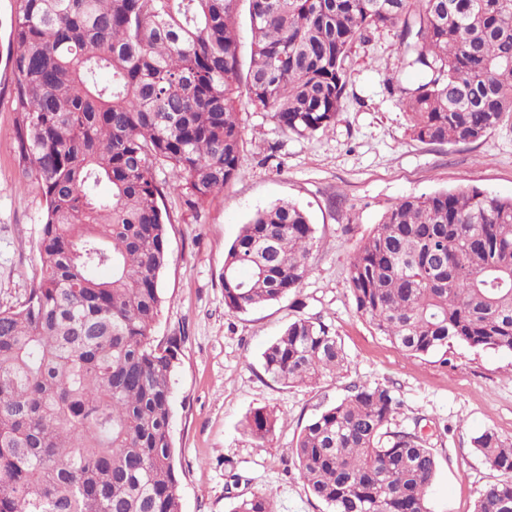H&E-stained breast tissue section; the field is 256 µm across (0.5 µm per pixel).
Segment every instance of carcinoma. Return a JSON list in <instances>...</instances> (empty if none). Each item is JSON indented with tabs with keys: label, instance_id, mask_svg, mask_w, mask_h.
<instances>
[{
	"label": "carcinoma",
	"instance_id": "1",
	"mask_svg": "<svg viewBox=\"0 0 512 512\" xmlns=\"http://www.w3.org/2000/svg\"><path fill=\"white\" fill-rule=\"evenodd\" d=\"M16 0L13 151L45 199L42 277L0 309V512H180L170 436L180 340L152 330L168 262L166 193L197 210L243 173L237 106L302 137L343 112L352 46L398 30L400 93L414 137L465 144L512 118V0ZM166 172L169 179H158ZM110 192L103 194L101 184ZM315 228L290 202L257 211L224 254V304L242 313L297 290ZM101 270L110 276H98ZM356 313L409 356L461 345L512 354V197L474 186L393 204L353 256ZM282 384L343 369L337 336L310 318L263 352ZM402 403L353 387L303 427L291 458L329 512H431L437 458ZM262 408L244 430L261 447ZM473 447L508 479L473 512H512V441ZM230 512H275L274 495ZM238 37L240 45V56L244 64V73L246 72L249 63L251 51V32L249 21L244 7V2L240 3L239 12L237 15Z\"/></svg>",
	"mask_w": 512,
	"mask_h": 512
}]
</instances>
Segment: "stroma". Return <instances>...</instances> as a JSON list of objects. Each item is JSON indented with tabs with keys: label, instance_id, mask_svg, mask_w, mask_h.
Masks as SVG:
<instances>
[{
	"label": "stroma",
	"instance_id": "stroma-1",
	"mask_svg": "<svg viewBox=\"0 0 512 512\" xmlns=\"http://www.w3.org/2000/svg\"><path fill=\"white\" fill-rule=\"evenodd\" d=\"M14 0H0V306L22 299L41 274L45 206L13 151L15 75L9 63ZM394 29L356 43L349 57L344 112L334 128L311 137L284 132L269 113L238 107L244 173L198 211L167 195L169 262L159 286L164 303L156 338L181 337L173 377L170 434L180 475L181 512H229L233 500L273 492L277 512H327L309 492L290 450L307 422L355 384H382L402 402L395 422L424 419L438 461L430 489L434 512H473L481 490L500 480L471 439L485 429L512 441V355L454 347L447 364L410 357L360 318L347 268L360 242L398 200L459 186L512 197V121L469 144L417 140L390 78L419 82L400 68ZM290 201L316 227L300 288L245 314L228 312L224 252L260 208ZM328 325L347 365L316 385L274 382L262 353L288 323ZM276 419L264 446L243 431L250 411Z\"/></svg>",
	"mask_w": 512,
	"mask_h": 512
}]
</instances>
